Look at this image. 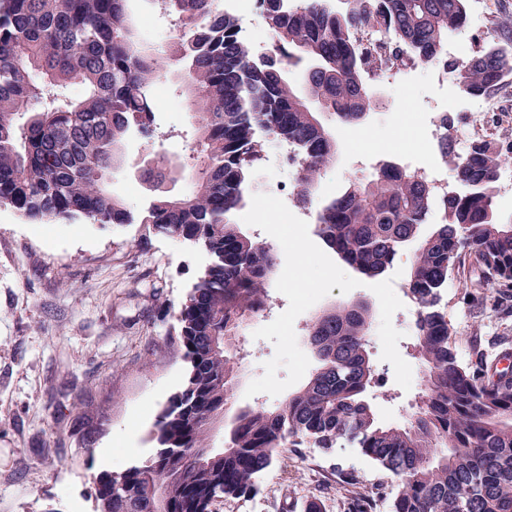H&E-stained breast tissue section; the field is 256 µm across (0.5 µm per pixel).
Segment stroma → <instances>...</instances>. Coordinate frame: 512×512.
Wrapping results in <instances>:
<instances>
[{
	"label": "stroma",
	"instance_id": "1",
	"mask_svg": "<svg viewBox=\"0 0 512 512\" xmlns=\"http://www.w3.org/2000/svg\"><path fill=\"white\" fill-rule=\"evenodd\" d=\"M501 3L493 20L471 15L460 40L485 43L511 33L512 0ZM178 69L171 63L161 77L168 103L155 112L152 139L128 138L123 161L108 179L113 194L128 207L141 208L151 197L138 178L144 161L162 156L188 161L196 151L194 120L178 88ZM390 105V111L370 114L365 125L372 134L360 140H351L350 128L334 124L336 187L368 182L381 155L391 149L412 153L414 167L428 165L421 135L403 118L404 103L394 99ZM411 256L406 248L393 262L401 271L395 293L404 307L392 317L402 334L398 351L412 368L410 389L396 383L391 364L382 360L378 333L369 337L376 381L364 398L383 424L405 423L425 388L414 327L404 318L413 306L403 289ZM208 263L201 248L155 233L146 224L81 219L34 224L15 208L0 207V512H94V478L105 469L99 452L129 425L139 429L140 449L124 457L123 467L154 453L155 420L187 371L177 316ZM476 281L469 271L452 274L439 304L464 363L471 360L472 344L494 336L506 337L512 351V288L489 292ZM356 300L379 305L367 287L347 293L336 287L299 315L294 331L301 350L309 348L314 311ZM287 307V298L272 292L265 315L243 330L230 411L279 404V397H249L245 390L275 354L273 343L254 338V331ZM89 447L94 456L86 455ZM347 472L369 496L372 512H390L397 484L391 473L355 449L330 455L312 446L284 449L281 460L260 477L255 496L220 500L213 510L305 512L315 502L321 512H344L339 488Z\"/></svg>",
	"mask_w": 512,
	"mask_h": 512
}]
</instances>
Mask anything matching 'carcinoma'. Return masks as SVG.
<instances>
[{"label":"carcinoma","instance_id":"cac0c4a2","mask_svg":"<svg viewBox=\"0 0 512 512\" xmlns=\"http://www.w3.org/2000/svg\"><path fill=\"white\" fill-rule=\"evenodd\" d=\"M175 17L180 36L159 50L138 35L129 0H0V205L31 221L127 224L133 215L109 189L136 127L152 136L150 88L169 61L193 107L197 155L193 188L173 194L166 183L185 165L156 158L140 170L154 191L140 216L159 233L203 248L210 257L182 308L180 342L189 364L182 390L155 422V453L122 472L95 478L98 512H212L214 502L257 492L258 477L281 450L309 443L327 454L357 448L397 477L392 512H512V378L479 348L466 366L439 310L449 277L472 261L478 281L512 287V224L498 221L493 198L512 143L477 140L456 150L454 119L440 145L460 191L427 235L433 189L415 171L387 161L366 184L350 181L318 212V235L350 268L383 274L399 250L414 246L407 288L418 304L415 352L425 389L402 425L379 423L363 393L375 379L368 352L373 313L362 301L313 317L308 344L317 359L309 380L278 406L237 412L223 454L212 447L239 378L238 343L247 321L269 307L278 255L234 219L261 159L258 132L302 155L296 206L336 161L330 127L305 109L277 55L249 56L237 24L217 0H154ZM276 50L296 67L310 58L302 83L322 109L357 127L383 98L363 78L368 52L354 31L377 28L393 57L439 60L448 37L469 25L466 0H263ZM458 90L484 95L512 73V42L447 60ZM82 86L74 98L65 94ZM347 512H369L356 479L343 480Z\"/></svg>","mask_w":512,"mask_h":512}]
</instances>
